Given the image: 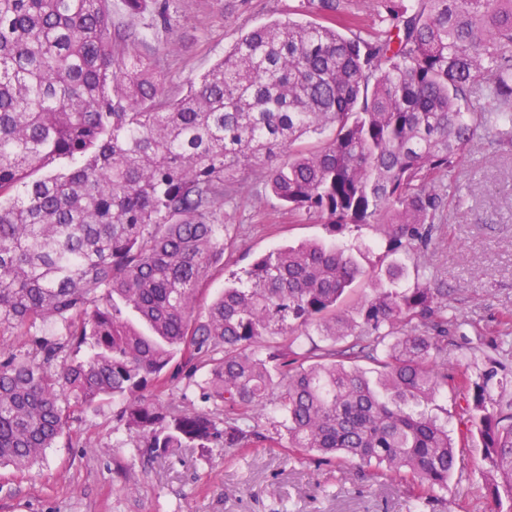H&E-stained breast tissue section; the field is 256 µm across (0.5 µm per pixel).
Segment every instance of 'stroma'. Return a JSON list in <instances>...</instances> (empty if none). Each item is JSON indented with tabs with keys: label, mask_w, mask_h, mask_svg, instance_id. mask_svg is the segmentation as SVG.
<instances>
[{
	"label": "stroma",
	"mask_w": 512,
	"mask_h": 512,
	"mask_svg": "<svg viewBox=\"0 0 512 512\" xmlns=\"http://www.w3.org/2000/svg\"><path fill=\"white\" fill-rule=\"evenodd\" d=\"M298 0H180L170 31L154 35L166 93L178 97L251 29L295 17ZM242 193L225 207L237 225L236 246L212 271L197 316L224 284L244 277L252 262L283 244L325 238L322 224L284 214L259 171L241 175ZM359 247L365 274L354 299L378 285L387 236L379 224L345 233ZM421 277L437 276L450 292L457 316L474 329L448 347L449 369L476 373L480 335L512 334V151L492 152L485 133L469 144L459 167L458 191L448 200L447 222L418 258ZM115 403L75 415L78 443H59L44 463L25 474L0 467V512H415L414 479L406 474L359 477L348 464L325 466L293 458L284 447H258L228 456L191 448L144 461L116 423ZM486 462L477 443L459 454L457 468L433 512H489Z\"/></svg>",
	"instance_id": "35a3bbf8"
}]
</instances>
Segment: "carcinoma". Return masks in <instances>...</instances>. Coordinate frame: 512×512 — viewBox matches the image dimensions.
Masks as SVG:
<instances>
[{
	"mask_svg": "<svg viewBox=\"0 0 512 512\" xmlns=\"http://www.w3.org/2000/svg\"><path fill=\"white\" fill-rule=\"evenodd\" d=\"M122 2L172 28L177 0ZM300 2L316 20L247 32L171 100L150 35L116 26L112 0H0L1 467L25 473L73 444L74 412L108 398L153 458L274 446L270 404L288 447L409 474L422 508L477 437L491 512H512L501 343L483 342L477 375L448 372L461 327L448 289L406 285L477 132L512 146V0H377L365 27L345 0ZM255 166L331 240L270 251L200 320L202 286L236 243L224 205ZM369 224L394 259L350 311L364 270L336 236ZM177 379L196 404L158 397ZM448 392L456 437L425 410Z\"/></svg>",
	"mask_w": 512,
	"mask_h": 512,
	"instance_id": "carcinoma-1",
	"label": "carcinoma"
}]
</instances>
